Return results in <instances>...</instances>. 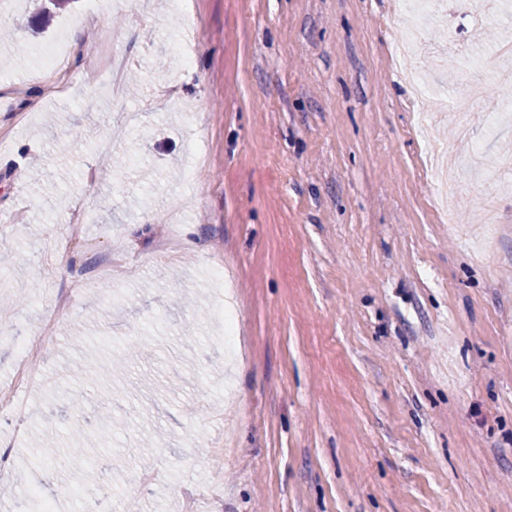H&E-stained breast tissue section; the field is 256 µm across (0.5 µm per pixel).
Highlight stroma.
Instances as JSON below:
<instances>
[{"label": "stroma", "mask_w": 512, "mask_h": 512, "mask_svg": "<svg viewBox=\"0 0 512 512\" xmlns=\"http://www.w3.org/2000/svg\"><path fill=\"white\" fill-rule=\"evenodd\" d=\"M42 7L17 0L4 26L68 44L62 69L0 48V215L22 217L0 222V382L49 301L70 304L23 418L0 417L8 512H512V169L484 224L468 166L476 143L512 158L504 0L412 22L394 0ZM84 13L138 76L121 99L85 78ZM416 27L423 79L454 65L434 125L393 61ZM442 148L467 183L447 222ZM76 431L86 456L62 455Z\"/></svg>", "instance_id": "1"}]
</instances>
